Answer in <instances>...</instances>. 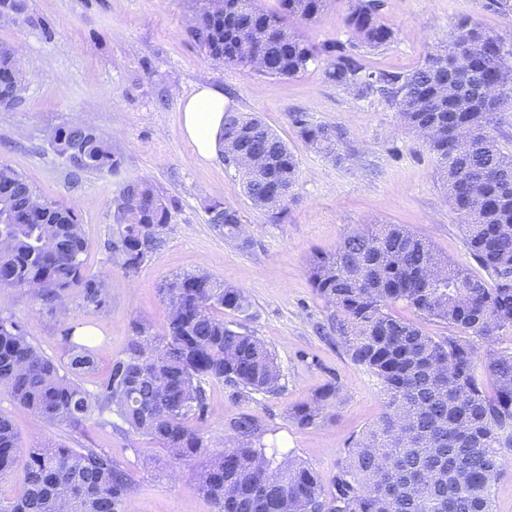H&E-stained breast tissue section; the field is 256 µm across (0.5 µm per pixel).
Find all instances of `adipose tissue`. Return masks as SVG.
<instances>
[{
	"instance_id": "adipose-tissue-1",
	"label": "adipose tissue",
	"mask_w": 512,
	"mask_h": 512,
	"mask_svg": "<svg viewBox=\"0 0 512 512\" xmlns=\"http://www.w3.org/2000/svg\"><path fill=\"white\" fill-rule=\"evenodd\" d=\"M221 89L206 86L182 97V130L194 147L193 161H210L224 151V111Z\"/></svg>"
}]
</instances>
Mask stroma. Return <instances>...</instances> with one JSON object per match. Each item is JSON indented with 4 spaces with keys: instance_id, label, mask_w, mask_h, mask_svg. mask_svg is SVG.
<instances>
[{
    "instance_id": "obj_1",
    "label": "stroma",
    "mask_w": 512,
    "mask_h": 512,
    "mask_svg": "<svg viewBox=\"0 0 512 512\" xmlns=\"http://www.w3.org/2000/svg\"><path fill=\"white\" fill-rule=\"evenodd\" d=\"M348 3L333 0L316 21L294 28L314 46L347 40ZM202 6V0H28V18L0 25V43L18 49L25 73L20 102L0 112V164L21 173L40 195L74 208L87 244L85 268L109 290L106 308L91 315L76 290L66 297L65 312L53 314L30 294L0 290V313L13 316L30 342L56 359L67 328L88 330L96 366L79 383L95 393L114 361L124 357L134 323L161 333L166 280L199 272L224 280L251 302L248 314L225 311V323L266 342L282 372V390L236 401L223 383H211L200 423L209 453L221 452L233 419L250 413L263 425L267 454L304 461L330 478L347 448L380 415L384 392L373 373L349 358L337 335L320 333L333 309L310 285L309 260L334 250L353 228L402 224L469 267L463 223L451 208L436 158L401 124L390 102L336 87L321 61L293 77L214 61L189 34ZM381 15L396 38L375 50L359 49L371 71L411 72L463 22L512 44V9L492 7L489 0H384ZM207 85L221 87L238 111L260 115L294 153L298 178L283 219L255 208L223 159L191 162L177 95ZM298 111L345 130L341 161L303 141L291 120ZM76 121L111 143L121 159L117 172L71 177L47 135ZM140 180L177 198L180 207L162 232V247L129 273L108 249L118 235L111 201L125 184ZM215 202L238 211L248 245L209 224L207 209ZM329 383L338 392L324 420L307 428L289 420L291 407ZM0 415L11 419L25 446L111 453L136 482L125 512H216L196 490L202 457L172 458L149 436L125 430L120 418L106 423L93 414L77 428L48 425L2 390Z\"/></svg>"
}]
</instances>
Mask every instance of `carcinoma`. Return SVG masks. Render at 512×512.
I'll return each mask as SVG.
<instances>
[{
    "mask_svg": "<svg viewBox=\"0 0 512 512\" xmlns=\"http://www.w3.org/2000/svg\"><path fill=\"white\" fill-rule=\"evenodd\" d=\"M224 14L206 7L190 36L212 59L267 76L294 77L325 55V75L360 97L380 94L405 127L428 128L426 141L448 186L452 209L464 223L479 274L440 255L431 241L402 224H374L345 235L330 253L309 261L314 291L334 307L331 326L351 360L380 380L385 403L378 419L346 451L345 463L325 489L323 476L293 458L273 463L261 444L262 428L251 414L231 423L223 452L201 468L197 490L218 512H492L490 475L498 474V451L512 448V347H500L512 331V154L489 131L492 110L485 90L512 86L506 42L476 25L462 24L444 50L428 54L407 74L370 71L353 54L395 39L382 21V0H350L345 18L350 39L321 49L306 42L289 20L315 21L330 0H279L266 11L255 0H223ZM466 48L468 76L450 66ZM13 50L0 45V85L13 80ZM293 122L305 141L339 158L338 128ZM268 147L270 165L238 171L256 208L282 216L298 165L288 145L254 114L224 111V161L236 164L241 144ZM54 150L78 172H112L119 159L97 131L83 125L56 129ZM119 237L108 243L121 265L136 271L163 243L153 228L179 207L148 182L126 184L113 198ZM0 288L28 289L51 312L62 310L79 290L83 309L100 313L109 294L103 279L85 272L86 250L73 209L40 196L27 179L0 165ZM210 223L237 237L236 210L215 202ZM168 308L162 333L136 336L125 357L112 364L94 394L75 380L95 368V349L64 334V365L42 354L11 316L0 315V388L39 420L77 426L92 412L115 411L134 432L150 436L175 458L205 452L203 420L207 385L221 381L235 398L276 394L282 374L264 340L224 323L216 311L245 314V292L206 273L166 283ZM398 303L420 316L448 324L456 333L434 338L417 323L398 318ZM487 344L480 353L472 338ZM329 384L293 407L300 428L317 424L335 400ZM22 495L0 500V512H124L133 476L101 448H23L12 421L0 416V478L16 470Z\"/></svg>",
    "mask_w": 512,
    "mask_h": 512,
    "instance_id": "carcinoma-1",
    "label": "carcinoma"
}]
</instances>
